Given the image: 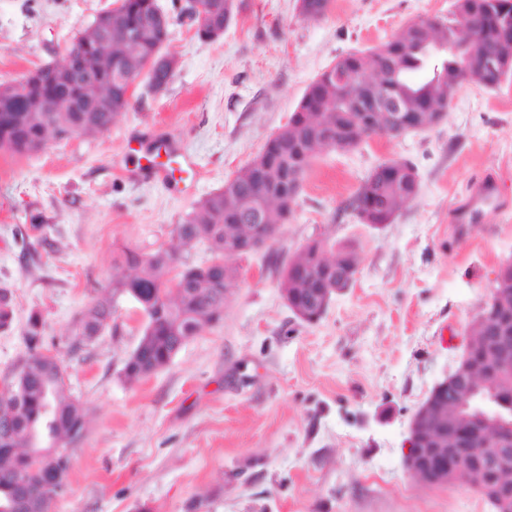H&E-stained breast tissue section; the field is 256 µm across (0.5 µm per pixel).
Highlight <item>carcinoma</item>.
Masks as SVG:
<instances>
[{
    "instance_id": "1",
    "label": "carcinoma",
    "mask_w": 512,
    "mask_h": 512,
    "mask_svg": "<svg viewBox=\"0 0 512 512\" xmlns=\"http://www.w3.org/2000/svg\"><path fill=\"white\" fill-rule=\"evenodd\" d=\"M307 19H320L330 8L331 0H304ZM487 0H455L448 19L427 34L443 48L467 41L469 34L456 15L473 8L475 14H487ZM160 10L157 0H124L118 12L117 27L140 20ZM169 39V31H145L143 52L152 51ZM398 52L392 64L399 70L405 107L421 111L423 102L441 106L448 86L473 81L459 65V58L449 55L441 63L429 65L416 52L415 37L406 30L396 36ZM473 47L494 50L512 59V42L502 43L497 30L489 26L482 31ZM358 61L362 74L374 78L376 53L348 54L343 64ZM114 112L91 115L80 112H54L51 135L65 137L71 125L83 122L81 133L93 135L107 132L118 114L131 107L125 97V85H119ZM318 98L310 103L302 100L299 109L306 112L299 124L283 129L263 151L241 168L224 188L203 199L173 230L177 245L149 254L123 249L120 262L134 270L113 282L112 291L95 298L80 312L71 349L80 348L112 324V316L123 299L139 305L146 317L142 336L124 366V378L136 382L167 366L175 355L204 328L224 317V272L234 269L224 264L227 239H240L260 225L262 231L276 237L288 221L292 204L288 199L271 202L266 196L284 185L288 174H295V193H300L309 168L322 152L320 142L313 139L317 126L359 127L357 113L350 102L352 92L338 86L328 77L318 84ZM38 124L0 106V149L25 154L38 135ZM205 243L213 253L207 265L187 262L183 251ZM13 294L0 287V330L12 326ZM43 320L35 312L29 316L24 342L27 355L0 391V412H13L11 427L0 430V512H49L53 498L44 488L56 479L54 459L49 457L48 443L34 442V432L51 416L55 442L61 447L78 444L85 435L87 413L84 406L58 383L65 368L62 359H48L41 353Z\"/></svg>"
}]
</instances>
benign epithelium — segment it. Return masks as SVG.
Returning <instances> with one entry per match:
<instances>
[{
  "label": "benign epithelium",
  "mask_w": 512,
  "mask_h": 512,
  "mask_svg": "<svg viewBox=\"0 0 512 512\" xmlns=\"http://www.w3.org/2000/svg\"><path fill=\"white\" fill-rule=\"evenodd\" d=\"M188 12L196 20V27L213 38L224 33V14L220 6L209 0H189ZM169 17L158 11L143 19L140 25L127 27L122 43L134 46L140 30L151 25L164 27ZM438 24L434 17H423L408 24V28L427 47L430 41L424 34ZM112 11L97 17L83 34L80 45L70 49L60 64L45 66L29 72L21 81L29 95L20 99L21 112H110L112 101V72L122 68L112 54ZM465 66L472 77L488 87L498 85L512 62L495 52L470 50L463 54ZM175 70L172 55L164 53L155 62L154 83L162 87ZM454 91L442 103V108L424 119L421 112L404 110V98L388 88L376 100H362L357 106L360 126L375 129L380 112L393 113L394 128L400 133L428 129L446 116ZM400 183L401 194L410 199L417 194L418 179L410 165L390 162L376 170L373 189L361 219L369 224H387L395 212L386 194L391 183ZM325 272L322 281L304 296L288 293V306L302 320L316 321L306 307L315 304L318 311L327 309L333 295L349 287L357 273L354 255L345 253L334 261H321ZM508 288H492L470 330H491L495 352L506 358L512 351V337L508 336ZM489 373L478 371L473 357L472 343L452 373L434 386L426 400L415 412L406 440L405 466L411 477L424 486H448L467 479L494 508V512H512V479L505 472L490 475L492 462L512 447V402L490 396L474 402L475 395L485 385Z\"/></svg>",
  "instance_id": "7a95c632"
}]
</instances>
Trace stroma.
Segmentation results:
<instances>
[{"mask_svg":"<svg viewBox=\"0 0 512 512\" xmlns=\"http://www.w3.org/2000/svg\"><path fill=\"white\" fill-rule=\"evenodd\" d=\"M454 2L332 0L325 17L307 20L299 0H237L223 36L205 41L178 14L185 0H158L176 59L166 90L138 79L108 132L53 138L23 156L0 150V286L15 304L12 331L0 332V385L40 312L89 419L50 512H491L463 484H417L404 443L462 357L498 267L512 261V76L494 89L462 84L431 129L322 152L277 241L232 259L239 280L223 321L165 368L124 381L145 324L130 300L88 346L67 347L81 310L128 274L114 263L120 247L170 246L175 225L262 152L318 74L413 20L447 17ZM117 4L0 0V85L61 63ZM159 134L179 138L198 165L185 191L130 175L139 157L128 140ZM394 159L414 166L419 192L391 223H362L350 202ZM484 174L498 180L500 206L481 223H455ZM311 240L329 256L353 253L358 273L307 323L278 283Z\"/></svg>","mask_w":512,"mask_h":512,"instance_id":"35a3bbf8","label":"stroma"}]
</instances>
